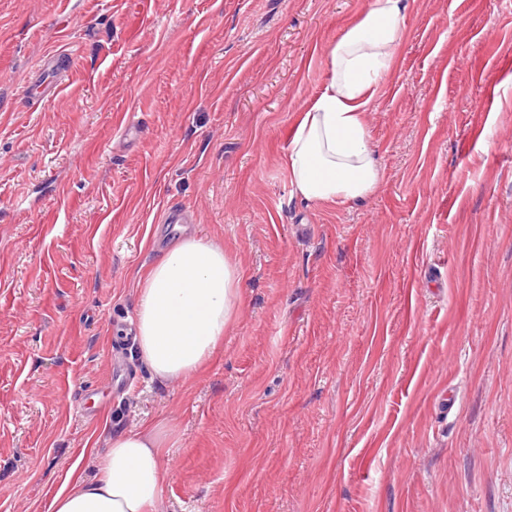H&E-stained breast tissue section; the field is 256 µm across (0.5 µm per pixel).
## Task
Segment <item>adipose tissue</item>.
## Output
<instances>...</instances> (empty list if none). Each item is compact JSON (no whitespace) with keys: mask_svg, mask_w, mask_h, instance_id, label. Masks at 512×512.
Masks as SVG:
<instances>
[{"mask_svg":"<svg viewBox=\"0 0 512 512\" xmlns=\"http://www.w3.org/2000/svg\"><path fill=\"white\" fill-rule=\"evenodd\" d=\"M407 9V0H371L329 47V81L301 112L284 157L299 198L342 207L376 190L366 112L405 42ZM243 276L213 241L188 236L158 253L137 288L138 353L154 379L192 378L223 350ZM164 444L160 421L113 435L99 475L85 479L75 459L49 512H158Z\"/></svg>","mask_w":512,"mask_h":512,"instance_id":"adipose-tissue-1","label":"adipose tissue"}]
</instances>
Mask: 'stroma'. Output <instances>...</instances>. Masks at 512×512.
<instances>
[{
    "mask_svg": "<svg viewBox=\"0 0 512 512\" xmlns=\"http://www.w3.org/2000/svg\"><path fill=\"white\" fill-rule=\"evenodd\" d=\"M369 2L0 0V512L147 420L158 512H512V0H408L380 183L308 203L291 130ZM186 235L245 279L223 352L159 382L112 340ZM68 67L67 59L64 55H52L43 59L41 64V71L45 76L44 80L30 89V93L33 97H37L39 94L43 96L50 85L53 83L62 72L66 71Z\"/></svg>",
    "mask_w": 512,
    "mask_h": 512,
    "instance_id": "1",
    "label": "stroma"
}]
</instances>
